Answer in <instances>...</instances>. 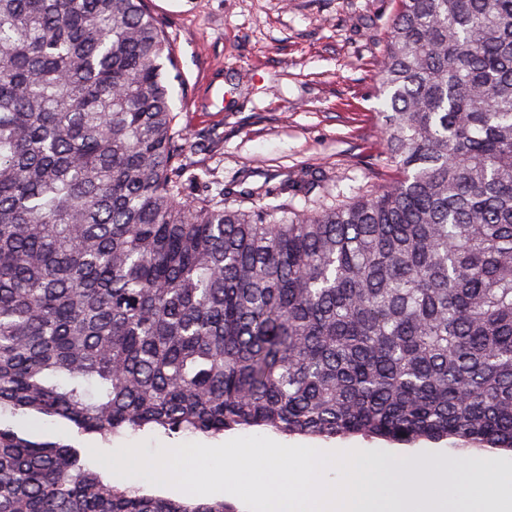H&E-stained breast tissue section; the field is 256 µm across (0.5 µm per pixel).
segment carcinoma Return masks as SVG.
I'll use <instances>...</instances> for the list:
<instances>
[{"mask_svg": "<svg viewBox=\"0 0 512 512\" xmlns=\"http://www.w3.org/2000/svg\"><path fill=\"white\" fill-rule=\"evenodd\" d=\"M396 2L393 175L298 209L183 200L145 0H0V512H235L44 423L512 452V0Z\"/></svg>", "mask_w": 512, "mask_h": 512, "instance_id": "obj_1", "label": "carcinoma"}]
</instances>
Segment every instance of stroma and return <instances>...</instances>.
<instances>
[{"instance_id":"stroma-1","label":"stroma","mask_w":512,"mask_h":512,"mask_svg":"<svg viewBox=\"0 0 512 512\" xmlns=\"http://www.w3.org/2000/svg\"><path fill=\"white\" fill-rule=\"evenodd\" d=\"M177 57L168 70L173 109L188 134L192 175L186 199L202 186L261 192L287 178L312 181L297 208L350 198L381 182L379 62L395 0H147ZM79 448L148 452L198 442L202 433L128 432L105 443L70 427L43 430ZM281 444L325 451L365 450L406 461L435 454L459 462L444 444L397 448L361 435L281 436Z\"/></svg>"}]
</instances>
